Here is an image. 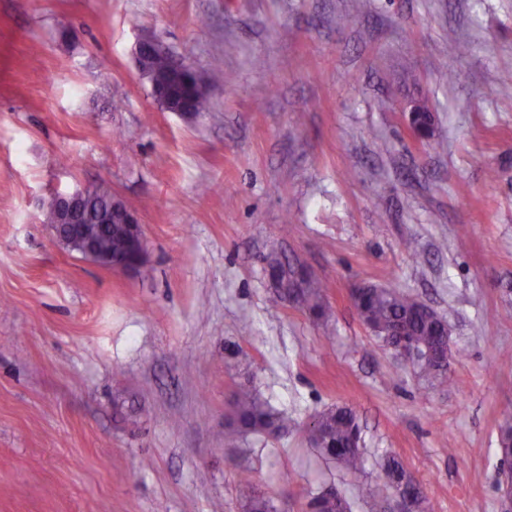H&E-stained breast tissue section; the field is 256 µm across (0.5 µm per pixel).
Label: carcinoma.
I'll return each instance as SVG.
<instances>
[{"mask_svg": "<svg viewBox=\"0 0 512 512\" xmlns=\"http://www.w3.org/2000/svg\"><path fill=\"white\" fill-rule=\"evenodd\" d=\"M139 71L154 87H167L175 96L182 95L180 82L175 78L176 66L172 58L162 52L148 51L138 58ZM88 198L83 209L82 221L92 226L99 249L114 255L131 254L130 239L123 224V207L113 208L114 195L110 187L101 183L87 190ZM268 263L280 269V292L286 296L297 294V303L311 316L320 320L326 317L325 284L305 268L272 255ZM357 314L362 323L377 329L394 321L403 322L416 335L422 345L429 346L437 333L447 326L446 320L428 312L418 300L408 294L373 284L363 285L354 297ZM286 425L285 420L266 407L248 390L237 394L229 427L239 433H264L275 435ZM309 439L325 455L337 460L346 471L360 474L364 468L361 448V427L356 413L349 407L328 409L318 415L317 426L309 431ZM499 450L502 457L512 455V423L507 421L500 429ZM385 478L411 477L402 462L395 456L385 458ZM316 512H348L345 499L331 501L320 495L314 498ZM245 512H279L274 500L253 497L245 504Z\"/></svg>", "mask_w": 512, "mask_h": 512, "instance_id": "obj_1", "label": "carcinoma"}]
</instances>
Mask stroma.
Returning <instances> with one entry per match:
<instances>
[{
  "label": "stroma",
  "instance_id": "35a3bbf8",
  "mask_svg": "<svg viewBox=\"0 0 512 512\" xmlns=\"http://www.w3.org/2000/svg\"><path fill=\"white\" fill-rule=\"evenodd\" d=\"M143 39L232 82L166 111ZM507 59L512 0H0V512H244L257 493L310 512L330 488L399 512L389 454L431 512H501ZM103 181L138 215L140 272L51 239L48 200ZM273 254L325 280L326 321L278 296ZM364 283L447 319L446 379L364 327ZM243 386L287 429H225ZM336 406L362 428L358 478L307 440Z\"/></svg>",
  "mask_w": 512,
  "mask_h": 512
}]
</instances>
